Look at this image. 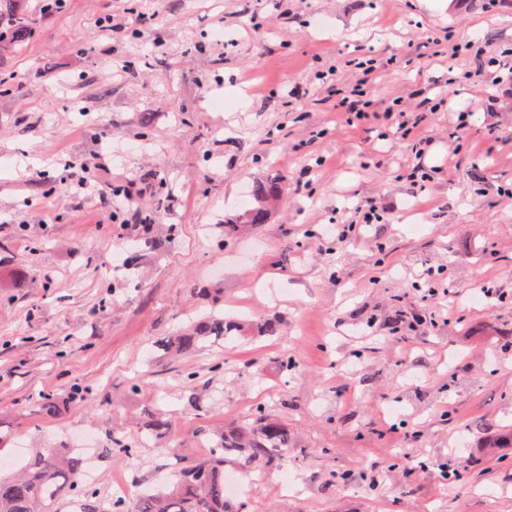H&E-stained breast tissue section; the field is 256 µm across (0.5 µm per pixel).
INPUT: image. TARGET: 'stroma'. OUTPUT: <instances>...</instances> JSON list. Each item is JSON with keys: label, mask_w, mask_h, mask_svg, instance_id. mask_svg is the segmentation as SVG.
<instances>
[{"label": "stroma", "mask_w": 512, "mask_h": 512, "mask_svg": "<svg viewBox=\"0 0 512 512\" xmlns=\"http://www.w3.org/2000/svg\"><path fill=\"white\" fill-rule=\"evenodd\" d=\"M13 6L31 29L0 43L15 79L0 84V260L33 279L0 288V457L88 433L93 483L132 496L205 460L198 430L262 410L288 426L291 484L228 458L225 473L254 481L245 512H512V91L450 50L512 58V0ZM367 58L374 107L403 95L425 113L423 155L339 108ZM292 86L305 95L288 109ZM105 177L145 187L137 208H104L89 186ZM276 178L267 223L224 236L251 186ZM362 205L382 223H359ZM145 214L170 244L130 283L112 260ZM202 286L243 331L164 355L156 340L204 311ZM487 286L493 298L472 302ZM270 320L275 335L254 334ZM151 413L171 417L179 456L147 444L112 457Z\"/></svg>", "instance_id": "35a3bbf8"}]
</instances>
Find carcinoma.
<instances>
[{
	"label": "carcinoma",
	"instance_id": "1",
	"mask_svg": "<svg viewBox=\"0 0 512 512\" xmlns=\"http://www.w3.org/2000/svg\"><path fill=\"white\" fill-rule=\"evenodd\" d=\"M3 2L0 0V36L18 42L28 32L30 21L4 9ZM280 190L279 181L256 184L250 192L254 205L231 223H265L269 205L279 197ZM140 228L136 255L129 260L133 267L141 252L161 254L169 244L168 239L153 234V225L142 224ZM240 331V323L225 320L224 312L213 309L190 320L175 335L162 338L158 346L171 356L191 355L203 350L213 338H226ZM176 436L172 421L151 413L143 422L138 439L164 440L162 451L168 455L179 452ZM202 436L210 446L208 461L182 469L179 482L167 491L113 500L112 512H242L224 496V459L232 456L246 464L260 460L279 466L288 463V428L281 419L262 411L249 426H232L221 432H204ZM82 470V455L72 451L35 453L16 476L0 478V512H54L66 490L77 498L79 512H102L96 490L79 481Z\"/></svg>",
	"mask_w": 512,
	"mask_h": 512
}]
</instances>
